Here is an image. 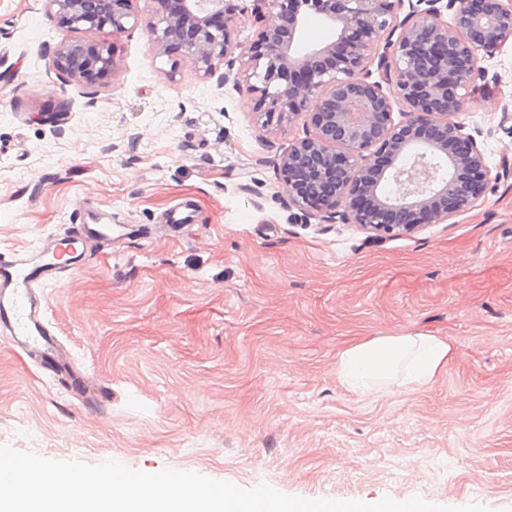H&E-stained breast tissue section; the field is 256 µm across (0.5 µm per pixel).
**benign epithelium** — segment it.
<instances>
[{
    "instance_id": "benign-epithelium-1",
    "label": "benign epithelium",
    "mask_w": 512,
    "mask_h": 512,
    "mask_svg": "<svg viewBox=\"0 0 512 512\" xmlns=\"http://www.w3.org/2000/svg\"><path fill=\"white\" fill-rule=\"evenodd\" d=\"M44 2L71 30L123 33L139 20L140 0ZM152 2L151 41L207 76L239 49L241 18L257 21L243 69L219 80L248 83L262 128L304 118L309 131L278 172L290 204L308 217L382 239L445 224L485 196L484 148L460 116L479 55L512 44V0H178L176 11L171 0ZM311 14L329 41L306 42ZM58 56L79 81H102L118 67L105 41L65 38Z\"/></svg>"
}]
</instances>
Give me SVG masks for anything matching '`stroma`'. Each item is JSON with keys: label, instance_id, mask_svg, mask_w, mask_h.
<instances>
[{"label": "stroma", "instance_id": "1", "mask_svg": "<svg viewBox=\"0 0 512 512\" xmlns=\"http://www.w3.org/2000/svg\"><path fill=\"white\" fill-rule=\"evenodd\" d=\"M154 10L140 0L137 27L102 38L67 32L44 0H0V253L70 237L93 208L141 234L45 290L71 388L0 335V445L310 499L512 512V46L480 59L462 116L485 199L376 239L289 207L277 163L302 120L258 127L247 87L158 52ZM65 37L114 44L113 76L69 78ZM187 200L194 221L166 227ZM415 332L457 351L429 387L340 383L342 347Z\"/></svg>", "mask_w": 512, "mask_h": 512}]
</instances>
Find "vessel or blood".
I'll return each instance as SVG.
<instances>
[{"mask_svg":"<svg viewBox=\"0 0 512 512\" xmlns=\"http://www.w3.org/2000/svg\"><path fill=\"white\" fill-rule=\"evenodd\" d=\"M129 229L112 224L94 212L80 220L81 243L95 244L127 238ZM81 252H58L53 242L0 255V330L8 332L12 344L22 352L40 350L52 362L59 363V382H68L64 357L58 341L46 321L48 308L45 289L60 281L64 274L80 269Z\"/></svg>","mask_w":512,"mask_h":512,"instance_id":"vessel-or-blood-1","label":"vessel or blood"}]
</instances>
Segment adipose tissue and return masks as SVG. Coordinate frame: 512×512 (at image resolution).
<instances>
[{"label": "adipose tissue", "mask_w": 512, "mask_h": 512, "mask_svg": "<svg viewBox=\"0 0 512 512\" xmlns=\"http://www.w3.org/2000/svg\"><path fill=\"white\" fill-rule=\"evenodd\" d=\"M455 353L447 340L429 334L374 336L340 350L336 369L343 383L363 393L415 391L433 383Z\"/></svg>", "instance_id": "1"}]
</instances>
